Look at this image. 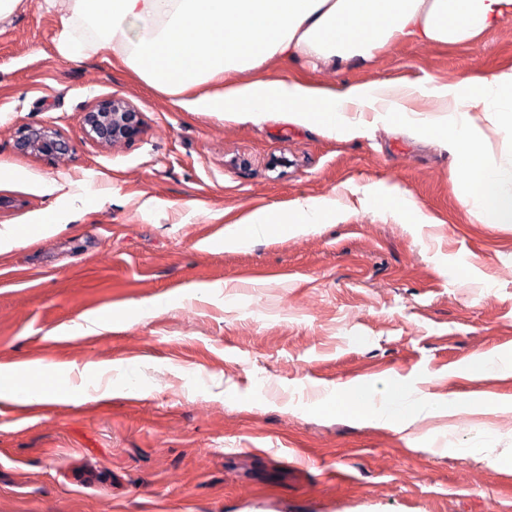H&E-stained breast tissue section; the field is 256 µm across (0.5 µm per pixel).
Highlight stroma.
<instances>
[{"instance_id": "stroma-1", "label": "stroma", "mask_w": 512, "mask_h": 512, "mask_svg": "<svg viewBox=\"0 0 512 512\" xmlns=\"http://www.w3.org/2000/svg\"><path fill=\"white\" fill-rule=\"evenodd\" d=\"M41 2L0 25V227H42L0 254V368L41 363L72 394L0 399V512H512V226L471 222L447 153L281 106L188 111L117 60L61 55ZM509 65L512 23L243 78L431 89ZM110 95L141 115L114 146L81 120ZM40 124L65 154L16 149ZM393 186L431 223L382 216ZM324 196L349 212L216 245L248 211ZM364 394L398 426L354 409Z\"/></svg>"}]
</instances>
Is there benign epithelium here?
Wrapping results in <instances>:
<instances>
[{"label": "benign epithelium", "mask_w": 512, "mask_h": 512, "mask_svg": "<svg viewBox=\"0 0 512 512\" xmlns=\"http://www.w3.org/2000/svg\"><path fill=\"white\" fill-rule=\"evenodd\" d=\"M82 122L87 134L105 145L131 141L140 133V113L125 100L114 96L99 100L84 113ZM17 149L52 156L65 153L68 144L53 127L41 125L25 128L17 142Z\"/></svg>", "instance_id": "benign-epithelium-1"}]
</instances>
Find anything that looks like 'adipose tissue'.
<instances>
[{"label":"adipose tissue","mask_w":512,"mask_h":512,"mask_svg":"<svg viewBox=\"0 0 512 512\" xmlns=\"http://www.w3.org/2000/svg\"><path fill=\"white\" fill-rule=\"evenodd\" d=\"M57 22V48L81 60L121 62L147 86L184 97L192 112L259 118L278 103L291 123L341 140L364 135L365 113L447 151L472 221L512 225V67L472 79L468 90L436 91L432 113L409 105L412 88L384 81L339 90L295 81L234 83L276 58L333 64L367 60L399 39L456 44L512 22V0H44ZM336 198H299L287 212L264 209L224 232L246 248L275 225L301 231L342 209Z\"/></svg>","instance_id":"1"}]
</instances>
